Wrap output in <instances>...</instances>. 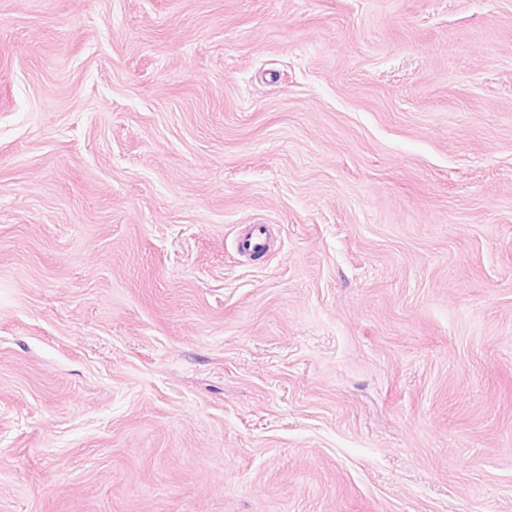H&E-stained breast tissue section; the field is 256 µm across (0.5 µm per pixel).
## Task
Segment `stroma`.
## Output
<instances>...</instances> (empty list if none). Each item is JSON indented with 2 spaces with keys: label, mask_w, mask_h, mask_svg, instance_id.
Returning <instances> with one entry per match:
<instances>
[{
  "label": "stroma",
  "mask_w": 512,
  "mask_h": 512,
  "mask_svg": "<svg viewBox=\"0 0 512 512\" xmlns=\"http://www.w3.org/2000/svg\"><path fill=\"white\" fill-rule=\"evenodd\" d=\"M0 512H512V0H0ZM274 242L272 228L268 224H254L238 239L237 252L267 254Z\"/></svg>",
  "instance_id": "obj_1"
}]
</instances>
